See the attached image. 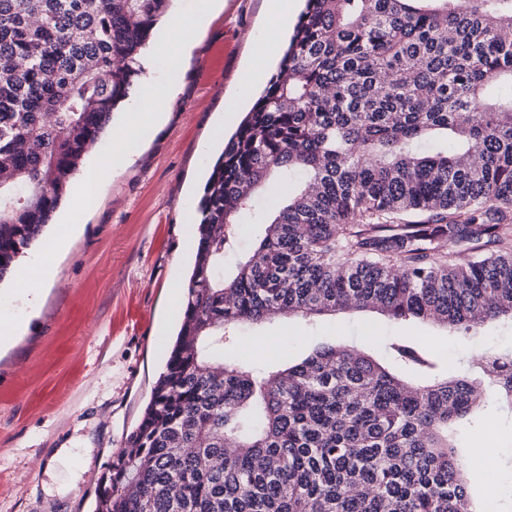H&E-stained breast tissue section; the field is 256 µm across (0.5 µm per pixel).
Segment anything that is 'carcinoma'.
I'll return each mask as SVG.
<instances>
[{
    "label": "carcinoma",
    "instance_id": "carcinoma-1",
    "mask_svg": "<svg viewBox=\"0 0 512 512\" xmlns=\"http://www.w3.org/2000/svg\"><path fill=\"white\" fill-rule=\"evenodd\" d=\"M172 0H0V282L129 97ZM282 192L224 275L242 216ZM176 343L94 512H485L458 434L512 353L395 338L224 365L243 324L512 323V0H305L215 161Z\"/></svg>",
    "mask_w": 512,
    "mask_h": 512
}]
</instances>
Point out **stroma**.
<instances>
[{
    "instance_id": "35a3bbf8",
    "label": "stroma",
    "mask_w": 512,
    "mask_h": 512,
    "mask_svg": "<svg viewBox=\"0 0 512 512\" xmlns=\"http://www.w3.org/2000/svg\"><path fill=\"white\" fill-rule=\"evenodd\" d=\"M287 45L271 41L264 0H224L186 61L151 55L141 80L157 96L130 95L112 125L135 126L160 110L162 126L119 170L110 167L111 132L86 156L84 166L103 162L105 189L90 214H75L77 229L39 299L15 281L0 283V315L22 326L0 346V512H92L104 467L139 423L176 339L198 234L185 217L196 214L222 148L215 134H232L258 97L240 85L239 72L249 64L276 74ZM169 86L175 95H166ZM233 104L234 120L224 121ZM276 197L268 192L245 215L225 271L251 255ZM327 336L378 356L387 340L415 336L457 372L476 352L512 351L507 326L486 328L474 343L436 324L350 311L315 324L292 318L241 329L224 362L298 359ZM460 445L474 497L512 512V412L485 408ZM60 448L75 449L76 458H57ZM477 448L495 454V476L474 456Z\"/></svg>"
}]
</instances>
